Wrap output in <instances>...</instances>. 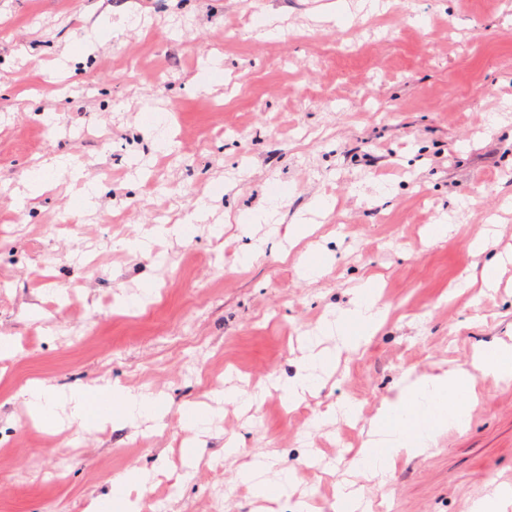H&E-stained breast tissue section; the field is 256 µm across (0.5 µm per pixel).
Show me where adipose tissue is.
Returning a JSON list of instances; mask_svg holds the SVG:
<instances>
[{"mask_svg": "<svg viewBox=\"0 0 512 512\" xmlns=\"http://www.w3.org/2000/svg\"><path fill=\"white\" fill-rule=\"evenodd\" d=\"M385 312L376 281L359 284L350 306L337 311L316 330L317 335L335 337V349L313 353L303 361L296 376L282 388L285 398L293 401L311 392L323 375L334 370L342 352L358 351L368 342ZM481 377L512 381V345L477 349L467 369L451 368L436 375L406 371L372 419L368 438L353 457L352 467L382 477L397 459L424 454L446 432L464 430L478 403L476 383ZM25 404L30 413L46 418L54 415L56 407L66 406L70 425L82 431L114 422L132 424L145 416L161 418L167 412L152 394L134 392L116 383L106 387L85 384L66 391L41 385L27 391ZM268 469V462L254 463L241 479L255 496L270 500L290 496L293 478L268 479ZM142 482L139 470H128L113 479L108 494L91 499L84 512H104L108 507L114 512H140L139 500L132 491Z\"/></svg>", "mask_w": 512, "mask_h": 512, "instance_id": "adipose-tissue-1", "label": "adipose tissue"}]
</instances>
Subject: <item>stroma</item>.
Here are the masks:
<instances>
[{
	"label": "stroma",
	"mask_w": 512,
	"mask_h": 512,
	"mask_svg": "<svg viewBox=\"0 0 512 512\" xmlns=\"http://www.w3.org/2000/svg\"><path fill=\"white\" fill-rule=\"evenodd\" d=\"M0 0V512H83L136 468L147 489L175 488L179 512H268L239 474L264 457L302 485L285 507L334 503L353 483L371 512H471L512 483V383L480 379L465 431L397 461L384 479L352 472L384 398L410 367L469 366L475 349L512 344V265L497 290L465 287L484 256L512 252V11L500 0ZM134 28L113 29L126 13ZM280 33H261L262 14ZM99 38L87 40L94 25ZM70 55L64 81H44ZM221 58L210 86L197 78ZM49 165L51 190L14 210L27 178ZM103 187L84 208L71 176ZM275 224L241 225L269 184ZM207 222L122 249L174 225L198 199ZM323 198L314 233L294 224ZM446 237L429 241L427 225ZM265 254L246 256L256 241ZM329 255L317 280L300 259ZM375 276L388 319L366 348L290 417L275 388L309 355L321 320ZM117 383L159 396V420L90 433L28 430L22 392ZM255 395L223 406L207 436L180 421L216 389ZM358 414L337 416L338 404ZM240 442L225 453L229 439ZM201 440L197 463L181 450ZM65 470V481L55 479Z\"/></svg>",
	"instance_id": "1"
}]
</instances>
